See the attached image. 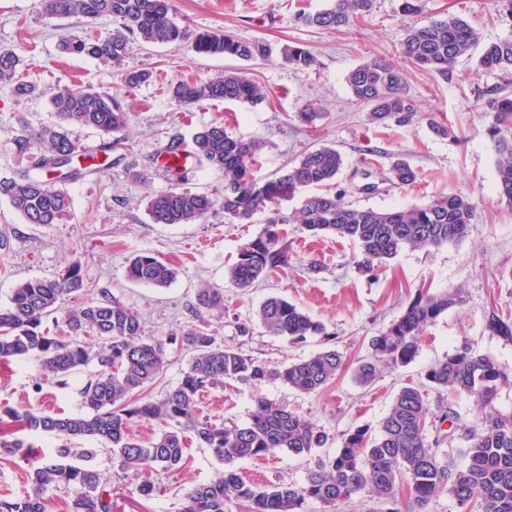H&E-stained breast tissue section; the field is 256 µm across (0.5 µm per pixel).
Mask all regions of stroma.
<instances>
[{"mask_svg": "<svg viewBox=\"0 0 512 512\" xmlns=\"http://www.w3.org/2000/svg\"><path fill=\"white\" fill-rule=\"evenodd\" d=\"M328 3L171 0L176 22L194 32L223 31L243 41L263 42L275 52L286 42L307 48L317 64L301 68L276 55L267 61L206 55L190 42H136L122 62L104 65L63 53L59 44L70 33L107 35L111 19L60 20L43 12L41 0H0V45L17 49L22 78L37 89L29 97L0 90V180L18 177L31 164L13 142L24 128L65 134L86 151L80 165L97 167L96 173L65 184L72 208L56 224L26 223L0 194V236L9 240L7 249H0V306L7 304L18 282L57 278L69 262L80 260L87 289L107 291L138 313L146 337L165 341L166 364L151 388L156 398L181 380L190 358L174 336L201 321L218 344L273 366L336 346L345 368L318 393L304 394L278 382L256 389L228 381L202 397L200 418L218 424L247 422L260 394L297 411L323 433V446L307 456L279 448L262 461H237L238 472L259 486L303 483L317 460L334 454L354 428L376 429L399 390L424 385L428 367L461 342L493 358L512 378V337L488 329L494 316L512 323V208L500 200L495 186L496 154L488 134L494 114L486 95L493 87L512 91V76L477 67L484 45L512 38V14L493 13L489 0H424L419 22L456 16L479 34L478 46L444 78L401 56L409 23L397 13L398 0H374L364 20L349 27L318 29L299 22V11L314 12ZM374 58L406 70L408 95L421 109L412 123L373 125L367 106L352 96L347 74ZM230 67L248 72L265 90L266 100L255 106L203 100L185 107L169 94L173 80L203 81ZM133 68L151 71V81L127 86L123 74ZM64 87L109 93L130 109L133 118L123 159L97 152L96 130L58 119L51 97ZM311 110L321 117L310 124L305 114ZM433 118L452 126L456 138L434 134L429 125ZM215 121L235 136L261 143L258 177L272 176L307 150L329 145L343 157L336 186L346 190L347 201L355 207L406 208L427 203L438 193L460 192L474 204L476 217L464 241L406 248L371 271L358 266L352 241L314 238L299 225L284 224L280 230L288 245L287 264L240 291L227 285L225 271L240 247L264 232L268 213L256 214L246 224H231L218 208L202 223L179 225L152 223L147 214L149 198L171 186L159 146L174 134L192 138ZM399 159L418 172L413 186L392 182L390 168ZM140 252L173 264L176 280L165 288L129 281L127 261ZM205 287L223 289V309L198 312L196 295ZM422 288L434 293L462 289L463 303L425 328L409 365L382 369L373 385H358L352 372L368 356L370 339L398 319ZM273 295L321 322L325 335L292 343L266 333L256 311ZM97 372L91 363L59 379L45 374L36 358L11 362L0 368V409L82 413L80 390ZM186 458L185 468L154 472L157 492L148 501L135 492L136 476L122 472L108 449H97L93 465L111 481L113 512H178L189 488L215 480L224 470L210 449L192 438Z\"/></svg>", "mask_w": 512, "mask_h": 512, "instance_id": "obj_1", "label": "stroma"}]
</instances>
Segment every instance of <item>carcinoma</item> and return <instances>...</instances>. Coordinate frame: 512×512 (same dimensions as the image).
<instances>
[{
    "mask_svg": "<svg viewBox=\"0 0 512 512\" xmlns=\"http://www.w3.org/2000/svg\"><path fill=\"white\" fill-rule=\"evenodd\" d=\"M373 0H330L329 7L299 14L306 26L339 29L370 13ZM43 11L60 19L78 17L89 22L109 17L117 27L108 35H74L61 49L67 54L86 56L102 64L120 62L137 40L145 45L193 41L209 55L226 58L267 60L271 49L263 42L241 41L226 33L191 32L178 25L170 0H42ZM478 43V35L465 21L450 16L408 28L401 45L407 61L448 77L457 61ZM281 59L291 65L311 68L315 56L306 48L285 44ZM21 64L16 49L0 46V87L17 97L29 96L36 88L18 76ZM478 66L486 71L512 73V40L484 47ZM406 71L385 61L372 59L351 70L346 82L354 98L370 107L373 124L387 126L394 121L405 125L418 114L406 93ZM178 104L190 106L202 100H224L252 106L266 98L264 89L244 72L227 71L203 82L180 80L170 85ZM488 105L495 112L491 127L495 141L497 192L512 207V94L494 87L487 90ZM57 117L63 122L93 128L106 137L98 150L112 151L124 144V132L131 120L122 103L109 94L65 88L51 97ZM17 153L39 152L33 170L19 178L0 181V193L28 224H56L70 209L67 193L55 187L58 179H77L84 168L66 172L74 165L78 146L67 136L46 130L22 131L14 138ZM256 140L235 137L222 124L199 129L186 143L172 136L160 150L166 155L185 156L207 164L224 176V197L217 201L207 193L191 192L179 186L184 172L174 171L175 184L151 197L147 212L154 224H197L216 206L231 222H247L261 211L272 212L269 227L244 244L237 260L225 271V280L244 291L260 279L287 264V247L277 225L290 221L313 235H334L359 247L358 264L367 270L394 258L405 248L440 247L466 238L475 217L469 199L460 194L437 195L429 202L403 209H361L345 200L343 193H321L304 199L291 216L281 214L282 203L300 187L329 189L335 185L343 159L332 146L308 150L294 163L282 168L275 178L260 181L254 176L259 163ZM393 182L410 185L417 171L403 160L393 163ZM81 261L68 264L54 280L30 279L19 283L9 303L0 307V364L35 356L41 368L64 378L95 361L100 370L81 389L83 412L46 414L6 408L11 422L33 432L52 433L63 440L55 456L32 467L29 491L22 497L0 495V512H47L57 488L72 491L67 512H112L108 481L89 465L91 448H72L74 439L96 440L109 445L123 471L139 479L138 496L150 500L156 493L152 472L185 466L186 433H191L213 456L224 463L216 480L188 491L180 512H225L234 502L240 512H303L313 499L334 512L336 506L367 495L386 505L382 512H400V487L407 486L416 504L423 508L436 495L450 494L463 512H512V414L495 407L498 384L508 377L488 356L473 352L461 342L444 359L425 373L427 386L439 395H468L483 413L480 429H467L461 451L464 463L439 460L429 442L428 425L449 423L459 426L452 404L438 403L434 411L423 391L415 385L402 387L379 424L377 434L357 427L332 456L320 460L301 485L278 484L259 487L245 480L235 462L262 459L283 448L300 455L323 444L324 435L297 412L263 396L254 398L250 420L243 424H216L201 420L199 397L224 385L226 380L253 386L279 381L303 393H316L345 368L341 353L325 348L311 357L281 367H271L232 348L216 343L206 326L190 325L180 342L192 353L180 382L159 399L148 391L166 363L164 343L143 335L140 317L131 308L105 295L94 297L84 289ZM130 281L165 288L177 277V270L150 253L133 255L126 266ZM83 297L74 308L64 309L70 298ZM463 302V291L433 294L418 291L403 314L382 333L372 337L371 353L353 371L354 380L370 386L380 367H404L416 357L420 336L439 316ZM198 309H224V292L203 288L197 294ZM52 326L45 320L58 312ZM266 332L272 336L300 341L319 335L324 327L297 305L281 297L266 299L257 311ZM155 421L162 432L147 443L129 436L131 423ZM31 444L0 431V452L17 456Z\"/></svg>",
    "mask_w": 512,
    "mask_h": 512,
    "instance_id": "obj_1",
    "label": "carcinoma"
}]
</instances>
